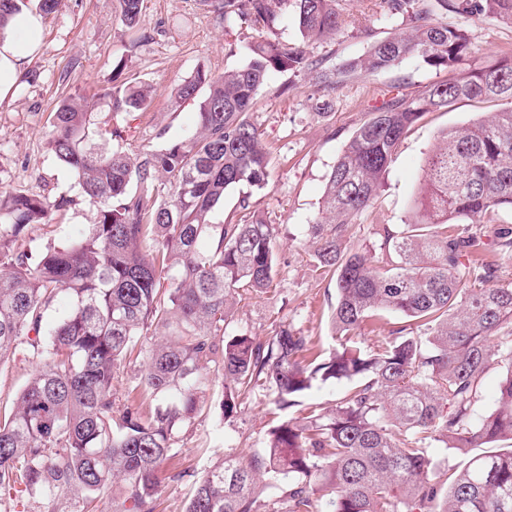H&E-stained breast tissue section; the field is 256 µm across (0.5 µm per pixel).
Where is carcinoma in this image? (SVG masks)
<instances>
[{
  "label": "carcinoma",
  "instance_id": "obj_1",
  "mask_svg": "<svg viewBox=\"0 0 512 512\" xmlns=\"http://www.w3.org/2000/svg\"><path fill=\"white\" fill-rule=\"evenodd\" d=\"M290 1L297 45L273 38ZM119 2L122 21L137 25L143 0ZM204 2L224 22L249 19L260 33L242 65L219 76L198 69L175 88L176 98L199 100L192 136L159 151L110 150L95 130L94 103L70 96L51 116L47 145L96 207L94 223L72 243L29 253L19 243L33 241L61 204L0 191V358L25 339L36 359L13 407L0 411V512H11L20 492L42 500L67 493L82 508L117 493L131 504L124 512H154L162 463L205 412L211 365L224 376L226 417L262 380L281 410L316 380H345L349 389L331 411L273 426L264 455L224 457L194 482L186 512H270L271 490L277 512H512V447L488 448L512 442V286L492 285L489 263H462L473 248L468 225L512 212V56L461 70L466 31L433 19L481 14L512 25V0H386L409 30L334 69L305 47L336 33V0ZM26 8L27 0H0V39ZM410 55L453 77L370 112L307 228L320 266L336 273L331 325L341 350L322 359L310 337L286 327L265 342L225 335L240 290L263 292L276 275L273 225L208 223L227 189L266 184L264 135L250 119L258 92L274 72L306 71L334 86ZM102 97L113 112H132L150 106L152 91L115 84ZM463 99L503 108L440 133L412 219L382 228L385 265L345 254L341 240L376 202L405 133L423 113ZM161 177L164 193L154 186ZM61 293L71 304L49 325L44 314ZM381 312L402 315L415 331L393 330L368 352L353 333ZM154 326L167 332L148 345L141 338ZM138 359L135 388L155 404L146 412L133 396L116 417L114 373ZM493 366L499 397L480 416L477 389ZM442 448L484 452L456 472Z\"/></svg>",
  "mask_w": 512,
  "mask_h": 512
}]
</instances>
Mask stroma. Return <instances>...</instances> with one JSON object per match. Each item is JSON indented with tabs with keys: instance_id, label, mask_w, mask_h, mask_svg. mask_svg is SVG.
Returning a JSON list of instances; mask_svg holds the SVG:
<instances>
[{
	"instance_id": "35a3bbf8",
	"label": "stroma",
	"mask_w": 512,
	"mask_h": 512,
	"mask_svg": "<svg viewBox=\"0 0 512 512\" xmlns=\"http://www.w3.org/2000/svg\"><path fill=\"white\" fill-rule=\"evenodd\" d=\"M343 22L336 35L310 43L308 55L334 68L361 55L370 42L401 28L389 18L384 0H336ZM465 28L471 42L467 65L512 55V27L473 16L449 17ZM258 35L249 21L225 23L203 0H143L137 34L121 20L119 0H61L41 20V44L25 62L9 91L0 95V190L20 189L52 199L64 198L52 224L38 227L35 246L59 245L76 238L93 223L96 209L79 192L74 173L47 149L50 115L66 96L99 97L114 82L146 84L154 91L150 107L115 113L99 106L94 122L101 132L119 129L116 148L136 153L158 151L196 130L198 102L179 101L175 86L197 68L218 75L241 65L246 46ZM445 69L410 56L397 67L336 86L315 84L310 74L287 71L271 76L251 111L264 133L270 165L263 188L246 185L229 190L209 216L213 224H246L262 217L276 228L273 248L276 276L264 293H244L227 334L241 332L266 340L280 327L310 337L316 352L329 356L339 343L330 328L336 304V277L318 267L307 226L317 218L327 176L352 133L383 96L415 94L447 82ZM499 103L458 102L445 111L425 113L400 143L382 176L373 208L348 228L347 251L365 254L380 264L383 226L406 224L422 180V162L438 132L459 129L491 118ZM248 207H241V200ZM512 229V213L501 212L475 225L483 245L479 260L498 268L497 285H512V255L500 252L498 232ZM33 373L26 345L0 362V406L10 403ZM347 392L346 382L314 383L289 409L302 420L310 410L329 409ZM207 409L183 437L175 455L161 466L156 512H184L190 488L205 469L225 456L262 453L268 431L280 418L269 384L258 385L238 413L225 417L221 402L224 380L214 376L206 391Z\"/></svg>"
}]
</instances>
